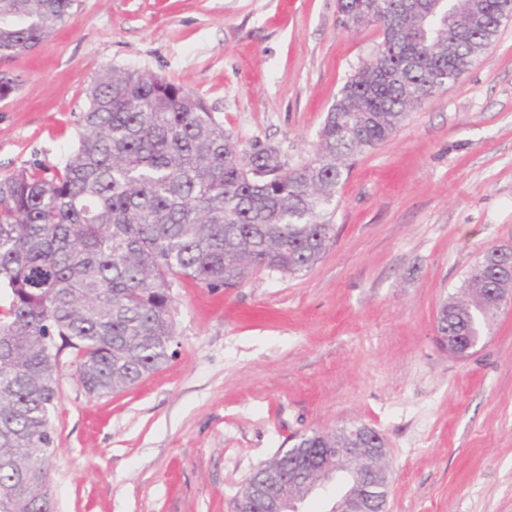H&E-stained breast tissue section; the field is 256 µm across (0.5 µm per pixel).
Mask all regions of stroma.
<instances>
[{"mask_svg":"<svg viewBox=\"0 0 512 512\" xmlns=\"http://www.w3.org/2000/svg\"><path fill=\"white\" fill-rule=\"evenodd\" d=\"M381 39L343 27L337 0H78L0 61V180L61 165L90 88L126 65L204 99L240 149L297 166ZM332 222L308 272L176 285L174 356L127 391L88 396L63 354L57 512H233L259 464L351 423L387 441L389 512H512V302L467 358L435 332L483 251L512 247V22L354 161Z\"/></svg>","mask_w":512,"mask_h":512,"instance_id":"stroma-1","label":"stroma"}]
</instances>
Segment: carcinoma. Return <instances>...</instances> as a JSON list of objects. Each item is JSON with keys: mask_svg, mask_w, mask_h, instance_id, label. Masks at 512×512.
Here are the masks:
<instances>
[{"mask_svg": "<svg viewBox=\"0 0 512 512\" xmlns=\"http://www.w3.org/2000/svg\"><path fill=\"white\" fill-rule=\"evenodd\" d=\"M341 24L380 26L371 63L340 90L315 155L289 167L272 147L250 153L201 98L133 66L98 77L80 145L62 166L0 182V512H56L48 493L55 451L51 413L60 356L70 352L90 396L125 391L172 357V288L189 279L236 287L257 269L298 275L335 242L327 233L336 189L352 161L387 141L439 89L495 42L512 0H423L434 18L389 25L403 0H337ZM76 0H0V59L38 45ZM480 7L490 21L466 36L448 27ZM507 247L486 250L448 296L441 330L468 341L489 334L500 310L483 304ZM354 447L332 429L293 449ZM276 455L248 482L284 466Z\"/></svg>", "mask_w": 512, "mask_h": 512, "instance_id": "1", "label": "carcinoma"}]
</instances>
